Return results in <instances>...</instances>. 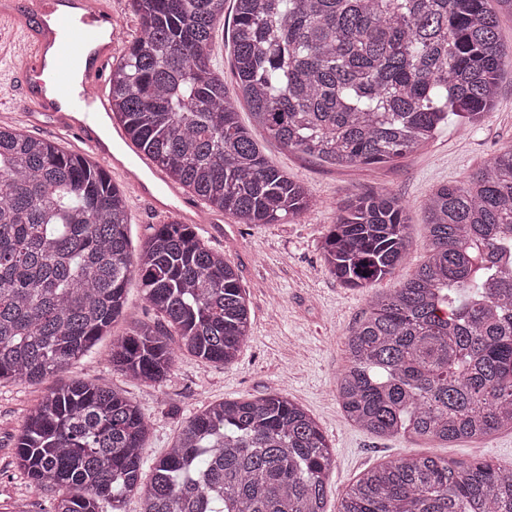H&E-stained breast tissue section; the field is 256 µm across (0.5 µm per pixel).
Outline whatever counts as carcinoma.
I'll return each mask as SVG.
<instances>
[{
    "mask_svg": "<svg viewBox=\"0 0 512 512\" xmlns=\"http://www.w3.org/2000/svg\"><path fill=\"white\" fill-rule=\"evenodd\" d=\"M237 90L255 125L335 167L391 163L453 118L479 124L512 51V0H235ZM141 35L111 67L112 118L169 178L242 224L306 211V187L271 166L211 64L224 0H132ZM428 260L375 293L336 380L342 411L378 437L441 442L512 430V144L424 205ZM126 195L104 170L0 126V382L35 383L89 353L138 276L161 321L112 342V369L160 384L175 356L227 365L248 338L237 269L171 220L138 254ZM402 203L355 194L325 239L328 273L369 288L405 259ZM150 424L123 393L72 380L21 424L17 469L53 512H325L333 449L280 392L193 415L142 478ZM339 512H512V468L439 456L364 472Z\"/></svg>",
    "mask_w": 512,
    "mask_h": 512,
    "instance_id": "1",
    "label": "carcinoma"
}]
</instances>
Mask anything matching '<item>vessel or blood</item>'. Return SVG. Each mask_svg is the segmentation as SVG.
I'll return each instance as SVG.
<instances>
[{"instance_id":"b4317fda","label":"vessel or blood","mask_w":512,"mask_h":512,"mask_svg":"<svg viewBox=\"0 0 512 512\" xmlns=\"http://www.w3.org/2000/svg\"><path fill=\"white\" fill-rule=\"evenodd\" d=\"M8 25L23 48L9 71L19 84V106L25 112H47L57 125L82 143V151L100 159L110 177L125 181L136 200L154 213L173 212L183 223L205 224L202 207L187 203L173 185H161L153 169L123 149L121 127L103 137L100 126L108 113L105 87L113 55L124 40L109 0H0V27ZM52 68L54 83L44 91L40 76Z\"/></svg>"}]
</instances>
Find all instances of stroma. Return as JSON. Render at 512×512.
Returning a JSON list of instances; mask_svg holds the SVG:
<instances>
[{"label":"stroma","mask_w":512,"mask_h":512,"mask_svg":"<svg viewBox=\"0 0 512 512\" xmlns=\"http://www.w3.org/2000/svg\"><path fill=\"white\" fill-rule=\"evenodd\" d=\"M233 13L234 0H225L224 19L211 44L214 66L230 96L237 91L231 64ZM16 96L15 87L0 84V111L6 114V124L38 139L55 140L52 116L13 114ZM239 119L251 128L266 161L301 182L313 200L299 217L281 224H242L215 211L211 223L194 227L199 239L239 270L251 310L246 343L235 361L225 366L177 354L171 373L158 386L113 371L108 358L113 339L133 323L158 321L139 280L131 279L123 315L90 353L42 381L0 384V508L6 512L18 504L26 512H52L50 494L17 470L15 439L27 412L51 389L74 379L119 390L140 407L150 422L144 447L148 461L170 448L185 421L209 404L286 394L317 421L334 451L326 512H338L344 493L359 475L389 459L436 455L512 467L510 431L450 444L416 437L380 438L349 422L336 399V377L347 364L346 341L368 311L371 294L401 287L428 257L424 201L440 185L466 182L502 146L512 144V68H504L495 106L481 123H449L423 147L388 164L330 166L265 139L254 128L247 106H240ZM371 192L389 193L402 202L410 247L403 263L373 288H349L326 271L322 246L338 206L352 194Z\"/></svg>","instance_id":"obj_1"}]
</instances>
